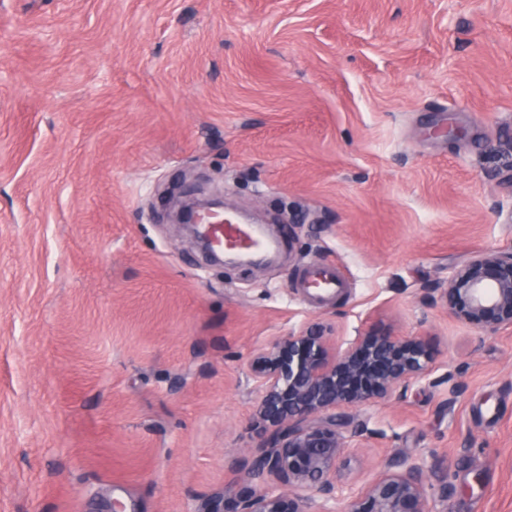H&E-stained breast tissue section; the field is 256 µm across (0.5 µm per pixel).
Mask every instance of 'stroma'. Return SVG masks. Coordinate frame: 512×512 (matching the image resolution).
Listing matches in <instances>:
<instances>
[{"instance_id": "1", "label": "stroma", "mask_w": 512, "mask_h": 512, "mask_svg": "<svg viewBox=\"0 0 512 512\" xmlns=\"http://www.w3.org/2000/svg\"><path fill=\"white\" fill-rule=\"evenodd\" d=\"M192 186L280 260L205 257ZM510 247L512 0H0V512H201L249 359L314 322L437 351L352 410L345 486L415 461L433 512H512V331L424 298ZM195 197H192V195H189L187 200L182 205L181 209L177 213L176 219L177 223L179 224H185L187 226H192L190 231L193 234V237L195 239V242L201 247V249L207 253L210 256H214V250L212 247V243L210 239L207 237V235L199 228L195 227L197 222L194 219V215L192 212V209L189 205H187L188 202L196 201ZM314 286H311V285ZM340 285L336 278V274L324 269H314L309 277L303 282L302 288H313V295L318 299L331 297L335 293V289Z\"/></svg>"}]
</instances>
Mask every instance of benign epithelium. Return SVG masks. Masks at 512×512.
Returning a JSON list of instances; mask_svg holds the SVG:
<instances>
[{"label": "benign epithelium", "mask_w": 512, "mask_h": 512, "mask_svg": "<svg viewBox=\"0 0 512 512\" xmlns=\"http://www.w3.org/2000/svg\"><path fill=\"white\" fill-rule=\"evenodd\" d=\"M192 201L176 219L212 256L210 239L195 227ZM434 291L457 320L480 333L511 330L512 248L470 254ZM435 362V349L421 335L370 328L338 343L324 324L313 323L279 338L249 361L260 395L254 427L261 442L237 465V481L256 472L268 481L229 498L217 492L204 512H308L317 497L343 501L342 512H432L418 463L396 461L356 493L344 492L336 475L349 443L363 435L344 410L392 398Z\"/></svg>", "instance_id": "1"}]
</instances>
